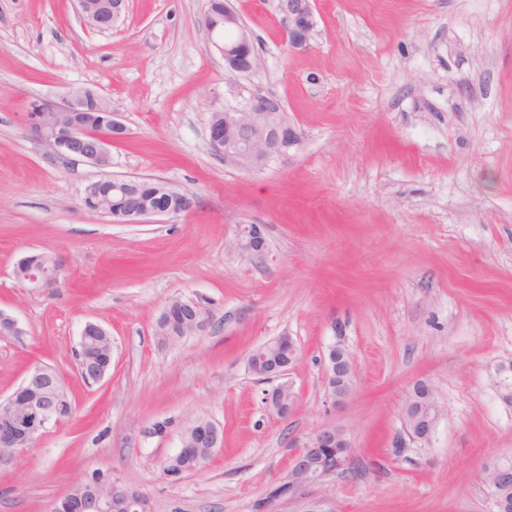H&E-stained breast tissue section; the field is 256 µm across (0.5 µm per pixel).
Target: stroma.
Instances as JSON below:
<instances>
[{"label":"stroma","instance_id":"stroma-1","mask_svg":"<svg viewBox=\"0 0 512 512\" xmlns=\"http://www.w3.org/2000/svg\"><path fill=\"white\" fill-rule=\"evenodd\" d=\"M251 32L257 73L224 67L206 0H129L101 33L74 0H0V397L34 365L56 369L75 401L67 423L0 468V512H52L94 472L141 487L152 512H256L292 458L333 425L346 464L284 495L280 512L326 499L331 512H495L482 481L512 452V0H317L308 48L293 50L277 0H230ZM71 88L104 97L125 126L98 168L36 140L28 112ZM275 98L298 140L255 170L208 142L212 113ZM153 177L195 200L176 216L115 224L82 206L92 180ZM266 250L239 251V225ZM68 279L37 293L13 278L32 253ZM175 296L200 301L203 334L159 346ZM112 337V367L76 370L86 322ZM288 335L298 360L288 419L263 398L249 354ZM353 364L332 407L330 348ZM442 409L431 439L403 453V407L417 381ZM223 446L171 479L164 460L186 422ZM236 243L239 249L246 254H261L266 248V239L262 226L259 224L241 226L238 231Z\"/></svg>","mask_w":512,"mask_h":512}]
</instances>
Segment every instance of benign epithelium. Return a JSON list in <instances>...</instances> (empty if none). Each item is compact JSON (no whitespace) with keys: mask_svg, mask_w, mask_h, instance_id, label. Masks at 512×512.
I'll return each mask as SVG.
<instances>
[{"mask_svg":"<svg viewBox=\"0 0 512 512\" xmlns=\"http://www.w3.org/2000/svg\"><path fill=\"white\" fill-rule=\"evenodd\" d=\"M84 20L99 31H108L122 19L126 0H112L107 21L100 19L90 0H76ZM316 0H278V10L287 22V40L292 49H305L310 45L316 26ZM213 46L224 57V66L232 72L254 73L258 69V55L251 35L241 23L238 13L231 7L224 10V24L204 19ZM233 34L224 39V32ZM83 89H71L58 101H35L31 105L30 130L33 136L55 149L57 154L70 159H79L97 167L112 164L109 146L126 135L124 125L116 120V113L107 108L103 111L80 113ZM280 112L279 102L268 96H255L244 110L224 112V123L209 124V146L224 158V162L240 169L252 170L263 166L270 158L280 156L294 144L295 134L288 124L276 119ZM166 210L141 212L134 208L102 214L114 224H135L140 219L160 214ZM236 243L244 253L258 255L266 248L262 226L249 224L240 227ZM62 275L61 264L43 268L32 262L22 277H16L24 288H55ZM160 319L164 322L189 323L192 334H200L208 328L210 316L207 310H189L180 302H168ZM21 329L11 315L0 312V335L17 336ZM354 373L353 365L330 355L326 371L328 398L336 406L349 396L350 389H341L337 379L343 372ZM288 399H272L266 394V404L280 418L286 419L293 410L295 393L291 384ZM63 377L47 366L28 369L23 383L8 397L0 400V465L10 463L13 458L32 447L42 436L48 425L62 423L64 409L73 408ZM404 428L410 440H428L436 427L440 409L433 396V389L426 382L414 384L404 408ZM223 445V432L216 424L207 420L194 434L182 437L181 452H194L198 448L216 451ZM350 443L344 432L334 425L318 431L309 444L293 458L288 490L317 484L329 473L341 468L347 461ZM507 456L489 462L485 472L497 477L502 486L512 484V469L504 464ZM122 500L125 512H144L147 504L141 490L99 474L75 482L61 498L54 512H112V500Z\"/></svg>","mask_w":512,"mask_h":512,"instance_id":"obj_1","label":"benign epithelium"}]
</instances>
